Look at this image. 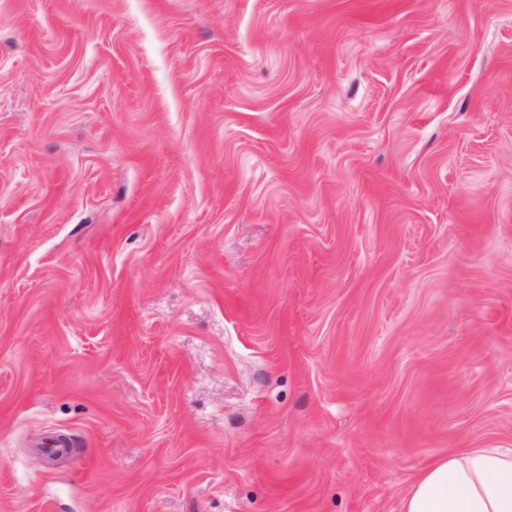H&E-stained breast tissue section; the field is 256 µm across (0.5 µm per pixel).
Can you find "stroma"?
<instances>
[{
  "mask_svg": "<svg viewBox=\"0 0 512 512\" xmlns=\"http://www.w3.org/2000/svg\"><path fill=\"white\" fill-rule=\"evenodd\" d=\"M512 448V0H0V512H400Z\"/></svg>",
  "mask_w": 512,
  "mask_h": 512,
  "instance_id": "stroma-1",
  "label": "stroma"
}]
</instances>
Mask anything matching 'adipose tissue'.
<instances>
[{
  "label": "adipose tissue",
  "mask_w": 512,
  "mask_h": 512,
  "mask_svg": "<svg viewBox=\"0 0 512 512\" xmlns=\"http://www.w3.org/2000/svg\"><path fill=\"white\" fill-rule=\"evenodd\" d=\"M401 512H512V448H463L416 477Z\"/></svg>",
  "instance_id": "1"
}]
</instances>
